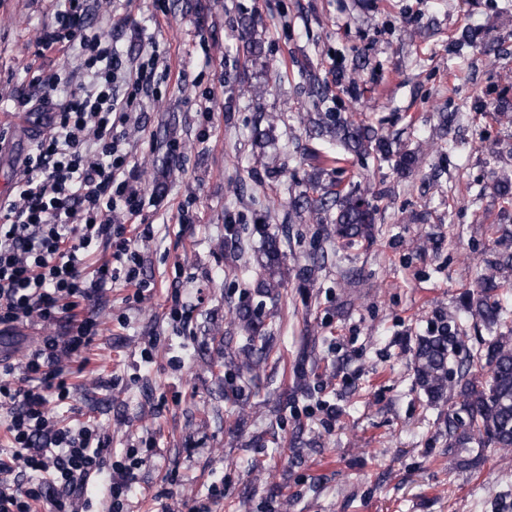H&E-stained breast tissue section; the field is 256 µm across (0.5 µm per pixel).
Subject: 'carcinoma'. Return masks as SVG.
Instances as JSON below:
<instances>
[{
    "mask_svg": "<svg viewBox=\"0 0 512 512\" xmlns=\"http://www.w3.org/2000/svg\"><path fill=\"white\" fill-rule=\"evenodd\" d=\"M310 132L336 142L344 151L364 160L394 162L402 171L418 167L419 158L409 150L393 146L389 137L371 125L355 123L335 112H319L310 119ZM496 197L507 206L512 205V177L505 174L494 184ZM296 208L309 210L318 221L323 214L335 211L334 227L329 234L352 245L366 241L373 235L376 207L361 193L342 188L340 178L324 168L308 179L304 193L293 200ZM260 279L255 293L273 298L284 287L281 238L275 233L262 235ZM488 274L477 283V295L468 297L465 311L475 323L488 329L502 324L509 307L498 293L501 281L512 271V254L497 253L485 259ZM236 318L245 333L241 348L240 366L248 374L258 377L271 352L273 336L261 312V306L249 303L240 307ZM461 348L459 337L448 334V325L442 324L417 339L414 349L416 384L432 402L443 400L450 382L459 388V408L448 414V447L455 457L450 466L471 468L476 459L462 456V452L479 448H512V336H496L479 344L476 352L460 364L457 378L448 372V362Z\"/></svg>",
    "mask_w": 512,
    "mask_h": 512,
    "instance_id": "cac0c4a2",
    "label": "carcinoma"
}]
</instances>
